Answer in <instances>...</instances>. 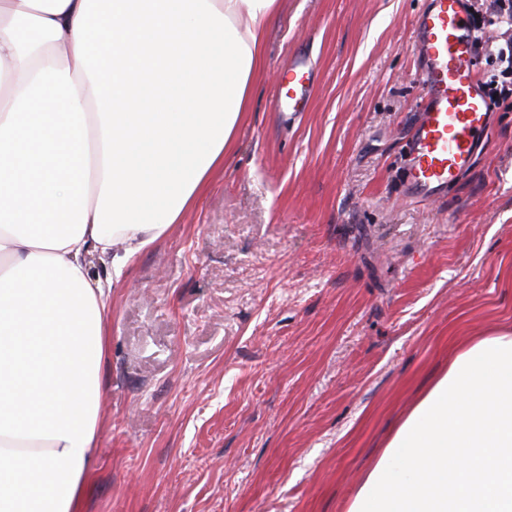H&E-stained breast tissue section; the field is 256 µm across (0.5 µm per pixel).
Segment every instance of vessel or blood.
Here are the masks:
<instances>
[{
	"label": "vessel or blood",
	"instance_id": "1",
	"mask_svg": "<svg viewBox=\"0 0 512 512\" xmlns=\"http://www.w3.org/2000/svg\"><path fill=\"white\" fill-rule=\"evenodd\" d=\"M414 29L422 95L404 146L402 187L413 201H437L482 150L492 114L478 77L468 0H428ZM313 85L306 63L293 59L281 74L275 108L304 111Z\"/></svg>",
	"mask_w": 512,
	"mask_h": 512
}]
</instances>
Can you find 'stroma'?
<instances>
[{
	"label": "stroma",
	"instance_id": "35a3bbf8",
	"mask_svg": "<svg viewBox=\"0 0 512 512\" xmlns=\"http://www.w3.org/2000/svg\"><path fill=\"white\" fill-rule=\"evenodd\" d=\"M424 5L279 0L223 168L112 291L86 512H345L449 355L512 332V106L445 199L403 194ZM314 77L306 63L295 58L283 70L274 99L276 109L288 108V112L305 110L311 96Z\"/></svg>",
	"mask_w": 512,
	"mask_h": 512
}]
</instances>
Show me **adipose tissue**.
<instances>
[{
    "label": "adipose tissue",
    "instance_id": "1",
    "mask_svg": "<svg viewBox=\"0 0 512 512\" xmlns=\"http://www.w3.org/2000/svg\"><path fill=\"white\" fill-rule=\"evenodd\" d=\"M277 4L0 0V512H83L112 288L223 167ZM347 512H512L511 332L449 359Z\"/></svg>",
    "mask_w": 512,
    "mask_h": 512
}]
</instances>
